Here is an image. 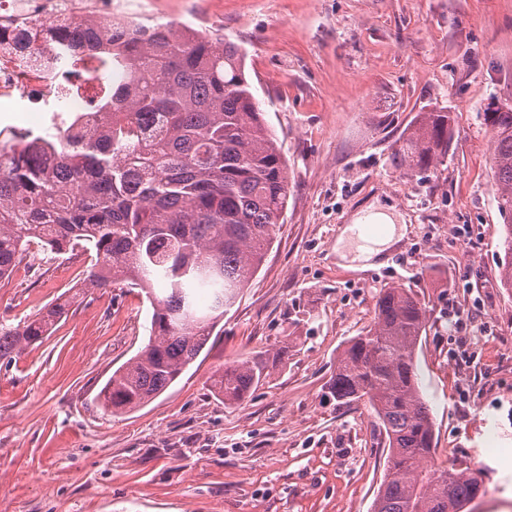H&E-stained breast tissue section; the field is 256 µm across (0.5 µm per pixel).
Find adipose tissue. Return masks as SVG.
I'll list each match as a JSON object with an SVG mask.
<instances>
[{
    "label": "adipose tissue",
    "instance_id": "1",
    "mask_svg": "<svg viewBox=\"0 0 512 512\" xmlns=\"http://www.w3.org/2000/svg\"><path fill=\"white\" fill-rule=\"evenodd\" d=\"M370 218L386 225L387 231L384 235L372 239L363 238L360 226ZM405 232V227L398 225L395 214L374 208L370 212L360 213L342 230L336 251L341 259L350 258L369 267L375 260L382 258L389 247L403 237Z\"/></svg>",
    "mask_w": 512,
    "mask_h": 512
}]
</instances>
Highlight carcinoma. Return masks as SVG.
Wrapping results in <instances>:
<instances>
[{
    "label": "carcinoma",
    "instance_id": "obj_1",
    "mask_svg": "<svg viewBox=\"0 0 512 512\" xmlns=\"http://www.w3.org/2000/svg\"><path fill=\"white\" fill-rule=\"evenodd\" d=\"M75 91L78 66L105 51L99 88L87 96L100 123L65 140L27 132L0 148V279L39 240L55 254L80 250L89 288L124 284L151 307L144 347L101 391L114 413L161 395L196 361L262 263L284 223L288 172L245 75L242 48L193 26L112 27L90 20L52 30ZM494 132L492 178L504 229L501 287L512 289V106L485 112ZM450 113L422 112L394 153L405 173L448 154ZM69 300L21 327L0 324V360L48 336ZM430 310L411 289L385 288L368 330L336 362L330 390L373 410L389 449L373 512H464L481 491L469 469L434 462V422L416 375ZM280 355L255 352L212 380L224 403L244 401Z\"/></svg>",
    "mask_w": 512,
    "mask_h": 512
}]
</instances>
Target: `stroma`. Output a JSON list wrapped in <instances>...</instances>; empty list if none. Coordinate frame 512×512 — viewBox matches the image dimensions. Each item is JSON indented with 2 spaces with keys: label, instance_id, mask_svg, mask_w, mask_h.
<instances>
[{
  "label": "stroma",
  "instance_id": "stroma-1",
  "mask_svg": "<svg viewBox=\"0 0 512 512\" xmlns=\"http://www.w3.org/2000/svg\"><path fill=\"white\" fill-rule=\"evenodd\" d=\"M158 21L242 46L246 76L287 159L288 206L263 264L166 392L114 415L99 392L148 340L144 292L83 287L85 256L31 244L0 281V323L56 299L42 343L0 361V512H371L387 451L368 407L327 385L380 290L431 317L416 352L438 461L477 469L467 512H512V292L489 103L512 105V0H150ZM450 112L429 171L394 161L419 113ZM372 206L402 216L386 265L345 268L341 230ZM285 350L243 402L211 377Z\"/></svg>",
  "mask_w": 512,
  "mask_h": 512
}]
</instances>
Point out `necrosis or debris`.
I'll return each instance as SVG.
<instances>
[{"label": "necrosis or debris", "mask_w": 512, "mask_h": 512, "mask_svg": "<svg viewBox=\"0 0 512 512\" xmlns=\"http://www.w3.org/2000/svg\"><path fill=\"white\" fill-rule=\"evenodd\" d=\"M90 14L107 28L149 19L148 13L135 7L134 0H0V105L21 112L27 101L35 99L43 112L84 111L82 98L61 99L53 51L43 47L22 59L9 50L8 42L14 29L29 25L47 28L62 18L78 26Z\"/></svg>", "instance_id": "obj_1"}]
</instances>
